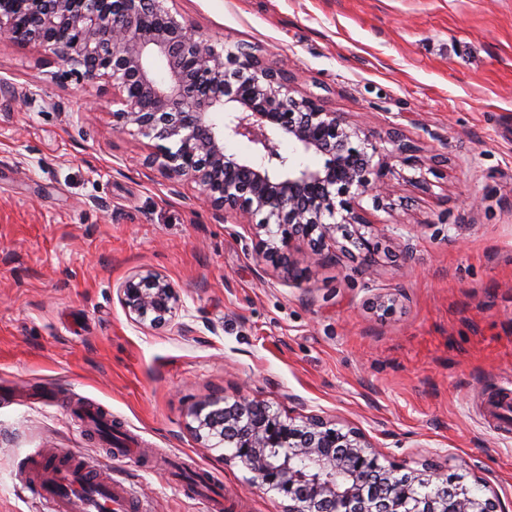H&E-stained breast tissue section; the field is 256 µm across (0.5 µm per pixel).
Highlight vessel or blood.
<instances>
[{"instance_id": "vessel-or-blood-1", "label": "vessel or blood", "mask_w": 512, "mask_h": 512, "mask_svg": "<svg viewBox=\"0 0 512 512\" xmlns=\"http://www.w3.org/2000/svg\"><path fill=\"white\" fill-rule=\"evenodd\" d=\"M488 408L500 428L512 427V391L491 396ZM29 489L45 512H134L135 493L102 476L97 463L83 459L61 464L51 459L31 463Z\"/></svg>"}]
</instances>
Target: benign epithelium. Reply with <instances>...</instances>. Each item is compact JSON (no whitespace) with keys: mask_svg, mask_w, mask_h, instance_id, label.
Instances as JSON below:
<instances>
[{"mask_svg":"<svg viewBox=\"0 0 512 512\" xmlns=\"http://www.w3.org/2000/svg\"><path fill=\"white\" fill-rule=\"evenodd\" d=\"M167 0H0V40L48 48L76 78L112 82L124 109L113 113L134 134L160 141L146 159L171 180L196 182L216 210L250 230L256 252L299 280L287 251L306 241L312 259L333 244L369 263L380 242L361 205L377 210L393 195L391 160L425 168L398 129L392 148L369 125L323 108L311 95H293L294 77L236 45L222 49L195 35ZM162 60L157 78L151 59ZM245 140L251 156L226 148ZM292 143L288 155L280 143ZM314 154L311 168L299 158ZM259 221H254V218ZM136 323L161 327L182 307L165 277L141 270L118 288ZM205 446L229 450L224 460L251 474L250 483L288 502L285 512H498L460 477L404 471L360 431L316 414L282 416L264 401L240 395L192 409Z\"/></svg>","mask_w":512,"mask_h":512,"instance_id":"benign-epithelium-1","label":"benign epithelium"}]
</instances>
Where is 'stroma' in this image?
Wrapping results in <instances>:
<instances>
[{
    "label": "stroma",
    "instance_id": "obj_1",
    "mask_svg": "<svg viewBox=\"0 0 512 512\" xmlns=\"http://www.w3.org/2000/svg\"><path fill=\"white\" fill-rule=\"evenodd\" d=\"M168 6L198 37L288 69L327 111L382 135L400 124L448 163L419 188L395 162L391 210L363 199L382 237L372 271L301 247L296 284L196 183L146 165L156 144L118 128L111 83L0 42V512H39L21 487L37 455L95 460L147 512H283L195 436V406L241 394L357 429L383 464L459 475L512 512V434L485 405L512 378V0ZM145 268L183 303L161 328L118 300ZM381 292L393 313L373 308ZM83 404L136 451L110 454Z\"/></svg>",
    "mask_w": 512,
    "mask_h": 512
}]
</instances>
